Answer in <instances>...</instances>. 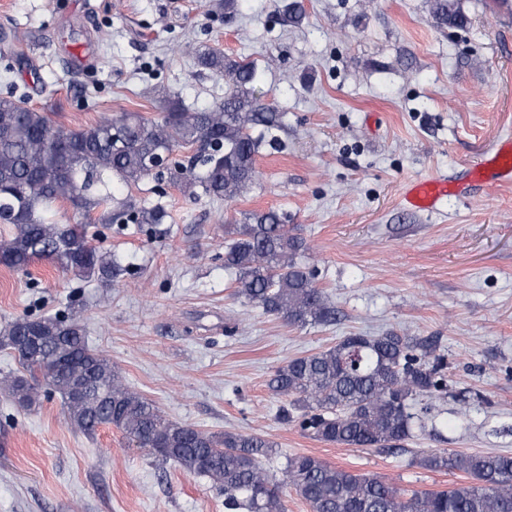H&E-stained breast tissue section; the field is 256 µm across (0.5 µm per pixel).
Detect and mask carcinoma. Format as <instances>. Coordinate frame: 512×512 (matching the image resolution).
<instances>
[{
    "instance_id": "obj_1",
    "label": "carcinoma",
    "mask_w": 512,
    "mask_h": 512,
    "mask_svg": "<svg viewBox=\"0 0 512 512\" xmlns=\"http://www.w3.org/2000/svg\"><path fill=\"white\" fill-rule=\"evenodd\" d=\"M440 25L467 23L457 0H433ZM198 66L224 77V98L204 109L167 102L160 119L137 112L104 118L81 130L51 125L45 113L13 97L0 98V265L26 273L45 259L63 273L117 283L129 266L93 245L84 224L47 217L57 202L87 215L107 203L96 193L112 174L126 187L149 175L184 195L233 202L260 181L256 156L280 113L255 87L251 61L216 49H197ZM188 149L163 170L156 157ZM104 224L136 225L152 238L164 234L170 213L161 202L129 194L100 216ZM224 269L238 275V297L290 326L329 325L336 309L303 261L305 246L275 211L224 220ZM40 337L43 354L65 363L46 373L19 348V337ZM433 336L390 330L348 336L335 346L277 367L268 387L288 402L284 422L320 441L392 449L412 435L413 402L448 394L447 363ZM0 349L18 359L22 373L0 374V390L30 409L42 396L61 397L66 422L92 435L114 426L139 448L186 473L210 479L224 495V512H286L283 490L293 488L310 512H512V454L440 449L416 462L432 471H460L474 484L439 492L404 493L380 476L352 474L321 459L292 455L275 478L263 466L274 445L257 434L213 433L170 420L152 400L132 391L93 349L79 316L22 317L0 328ZM49 378L43 385L39 377Z\"/></svg>"
}]
</instances>
